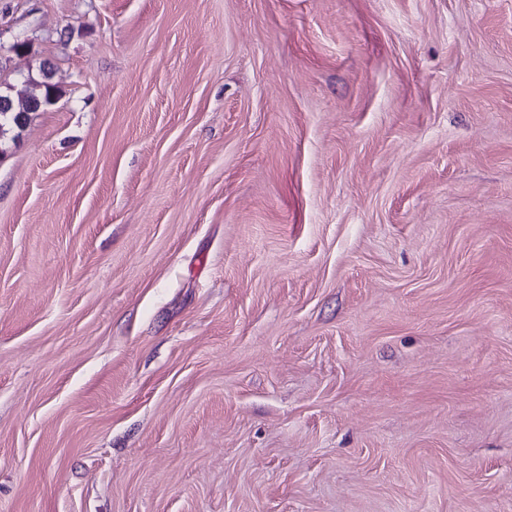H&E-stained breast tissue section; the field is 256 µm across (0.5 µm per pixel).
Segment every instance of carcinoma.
<instances>
[{"mask_svg": "<svg viewBox=\"0 0 512 512\" xmlns=\"http://www.w3.org/2000/svg\"><path fill=\"white\" fill-rule=\"evenodd\" d=\"M1 95L7 96L12 104L13 111L0 113V155L6 153L14 129L23 127L20 118L28 119L35 112H41L55 103L58 92L55 84L49 81L48 75L37 81L31 77L19 82L10 83L0 90Z\"/></svg>", "mask_w": 512, "mask_h": 512, "instance_id": "obj_1", "label": "carcinoma"}]
</instances>
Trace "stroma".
<instances>
[{
    "label": "stroma",
    "instance_id": "stroma-1",
    "mask_svg": "<svg viewBox=\"0 0 512 512\" xmlns=\"http://www.w3.org/2000/svg\"><path fill=\"white\" fill-rule=\"evenodd\" d=\"M0 512H512V0H0ZM49 79V76L43 72L42 81H36L30 76L20 82V88L18 82H9L5 85V90H0L1 95L4 94L3 96L9 98L0 97V156L6 153L9 141H13V137H9V134L15 128H22L26 124L19 121L20 117L23 116L27 121L31 114L43 111L57 100V88ZM37 88L38 93L35 92Z\"/></svg>",
    "mask_w": 512,
    "mask_h": 512
}]
</instances>
